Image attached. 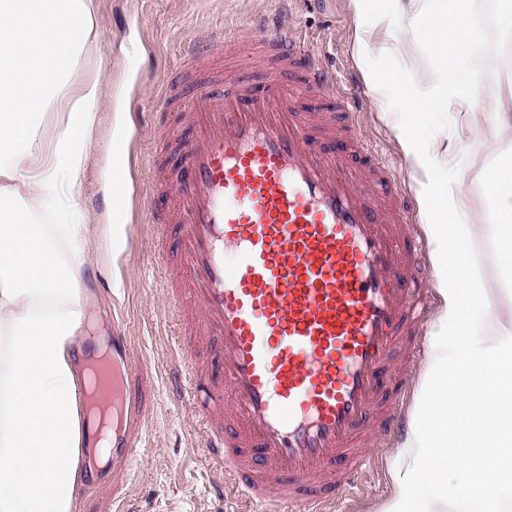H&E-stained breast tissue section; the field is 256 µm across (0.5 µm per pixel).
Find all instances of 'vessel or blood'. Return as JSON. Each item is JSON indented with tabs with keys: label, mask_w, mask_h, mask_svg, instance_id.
Instances as JSON below:
<instances>
[{
	"label": "vessel or blood",
	"mask_w": 512,
	"mask_h": 512,
	"mask_svg": "<svg viewBox=\"0 0 512 512\" xmlns=\"http://www.w3.org/2000/svg\"><path fill=\"white\" fill-rule=\"evenodd\" d=\"M233 28L198 33L167 107L187 108L146 192L157 229L175 225L171 306L184 333L223 358V389L206 413L202 454L230 473L257 512H328L354 495L371 437L399 424L384 376L412 350L427 316L423 246L406 223L396 169L355 132L338 129L350 103L325 86L297 33ZM272 79L234 76L239 55ZM239 255L224 261L225 248ZM168 372L206 389L203 365L173 354ZM133 373L112 339V461L136 449Z\"/></svg>",
	"instance_id": "1"
}]
</instances>
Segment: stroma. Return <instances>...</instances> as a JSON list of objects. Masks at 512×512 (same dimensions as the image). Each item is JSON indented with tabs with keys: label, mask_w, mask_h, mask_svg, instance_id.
I'll return each mask as SVG.
<instances>
[{
	"label": "stroma",
	"mask_w": 512,
	"mask_h": 512,
	"mask_svg": "<svg viewBox=\"0 0 512 512\" xmlns=\"http://www.w3.org/2000/svg\"><path fill=\"white\" fill-rule=\"evenodd\" d=\"M260 18L278 19L315 48L337 95L352 104L349 121L399 171L407 169L390 132L393 113L365 90L366 73L393 62L356 56L352 42L358 20L348 0H99L96 54L70 76L74 88L99 81L106 101L76 200L91 221L95 242L86 282L91 322L99 335L118 331L126 336L135 366L130 389L147 423L136 433V456L125 467L99 470L95 484L78 498L79 512H248L246 504L222 501L213 493L216 474L199 450L202 393L178 399L169 390L166 369L173 339H180L191 355L200 353L201 345L195 337L180 336L169 317L163 245L151 225L144 181L156 132L179 119L162 105L159 88L182 67L191 35L198 30L219 35L225 21L243 24ZM120 140L127 144L131 182L124 244L116 250L111 191L104 176ZM396 444L393 437L372 442L376 463L366 470L361 492L337 501L335 512H378L391 493L389 468Z\"/></svg>",
	"instance_id": "stroma-1"
}]
</instances>
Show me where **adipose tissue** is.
I'll list each match as a JSON object with an SVG mask.
<instances>
[{
	"label": "adipose tissue",
	"instance_id": "ef3b65f1",
	"mask_svg": "<svg viewBox=\"0 0 512 512\" xmlns=\"http://www.w3.org/2000/svg\"><path fill=\"white\" fill-rule=\"evenodd\" d=\"M349 4L363 20L357 56L399 62L368 75L366 91L401 103L391 131L418 197L439 297L379 512H512V80L486 92L479 58L487 27L512 43V0H494L483 24L477 0ZM98 9L99 0H0V369L9 384L0 392V512H77L87 459L102 466L110 458L111 431L96 433L80 402L89 218L73 195L102 90L95 80L68 87L97 49ZM421 35L433 61L425 70L416 66ZM52 103L44 142L38 130ZM470 178L490 210H474L463 189ZM462 245L470 251L461 275Z\"/></svg>",
	"mask_w": 512,
	"mask_h": 512
}]
</instances>
